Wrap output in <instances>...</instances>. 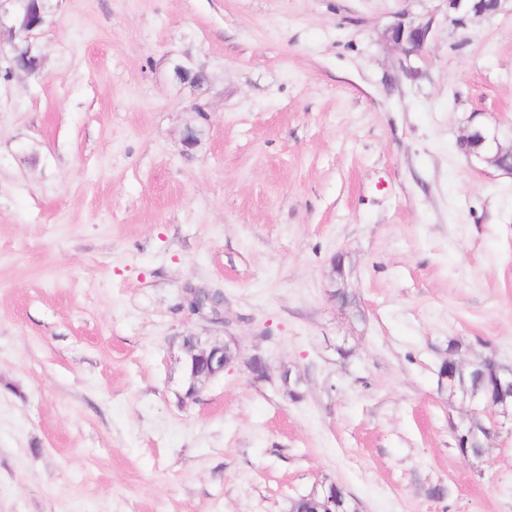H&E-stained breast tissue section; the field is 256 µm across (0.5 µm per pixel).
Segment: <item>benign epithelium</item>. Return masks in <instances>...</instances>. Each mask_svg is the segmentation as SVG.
I'll return each mask as SVG.
<instances>
[{
  "label": "benign epithelium",
  "mask_w": 512,
  "mask_h": 512,
  "mask_svg": "<svg viewBox=\"0 0 512 512\" xmlns=\"http://www.w3.org/2000/svg\"><path fill=\"white\" fill-rule=\"evenodd\" d=\"M448 14L457 16V20L473 15L490 17L499 13L506 0H447ZM39 0H31L29 10L21 27H10L17 42L13 43L14 57L31 56L33 32L43 21V14L38 6ZM431 33L428 24L405 25L398 23L386 33V41L407 57L422 54ZM459 146L466 155L478 162L484 161L498 171L512 177V145L501 143L498 132L487 126L476 127L467 132L459 141ZM181 350L183 382L185 397L191 398L200 392L206 382L224 373L236 356V341L234 338L223 341H213L207 336L189 335L183 337ZM504 401L496 405L474 404L472 410L474 422L471 429L487 432L482 419H487L491 425L497 424V417L507 415L502 407Z\"/></svg>",
  "instance_id": "benign-epithelium-1"
}]
</instances>
